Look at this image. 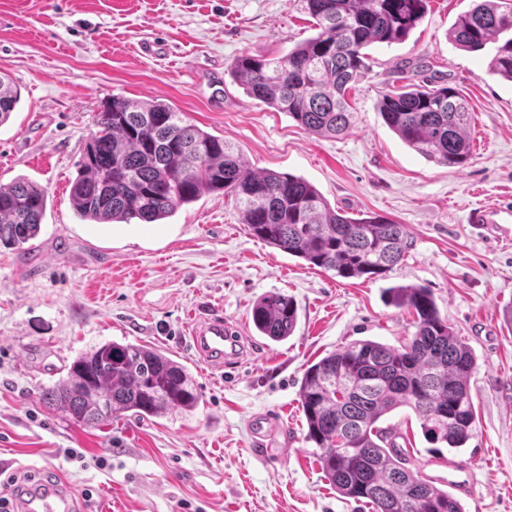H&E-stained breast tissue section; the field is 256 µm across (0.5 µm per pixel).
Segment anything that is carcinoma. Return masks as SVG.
Instances as JSON below:
<instances>
[{"label": "carcinoma", "instance_id": "cac0c4a2", "mask_svg": "<svg viewBox=\"0 0 512 512\" xmlns=\"http://www.w3.org/2000/svg\"><path fill=\"white\" fill-rule=\"evenodd\" d=\"M303 3L316 35L281 57L240 56L231 76L304 131L340 136L352 124L348 94L368 69L363 49L404 40L423 20L427 0ZM510 32L512 0H473L448 37L469 52L496 44L487 71L512 82ZM19 100L20 91L0 78V124ZM377 110L424 158L450 168L471 159V112L455 88L417 85L384 95ZM95 126L70 188L72 207L85 221L156 223L207 190L234 199L250 236L340 278H384L414 247L404 224L376 213L350 217L301 177L254 172L223 138L162 101L114 96ZM46 206L47 190L33 181L0 186V247L25 249L40 232ZM390 292L395 306L414 311L413 335L400 346L355 341L311 364L300 388L306 437L336 492L372 512H464L456 497L408 466L380 421L406 406L427 441L461 447L475 423L474 353L441 317L430 289L401 285ZM252 322L281 342L296 328V305L284 294H267L254 303ZM43 400L76 422L97 425L128 414L148 419L192 410L201 394L187 367L163 351L112 341L76 357Z\"/></svg>", "mask_w": 512, "mask_h": 512}]
</instances>
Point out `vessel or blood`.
<instances>
[{"instance_id": "vessel-or-blood-1", "label": "vessel or blood", "mask_w": 512, "mask_h": 512, "mask_svg": "<svg viewBox=\"0 0 512 512\" xmlns=\"http://www.w3.org/2000/svg\"><path fill=\"white\" fill-rule=\"evenodd\" d=\"M471 223L500 225L512 222V207L477 210ZM192 346L203 361L225 368L236 364L241 340L223 315L210 314L194 321L190 332ZM14 512H81L80 503L64 479L45 478L17 484L13 493Z\"/></svg>"}]
</instances>
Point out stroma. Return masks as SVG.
<instances>
[{"label": "stroma", "mask_w": 512, "mask_h": 512, "mask_svg": "<svg viewBox=\"0 0 512 512\" xmlns=\"http://www.w3.org/2000/svg\"><path fill=\"white\" fill-rule=\"evenodd\" d=\"M471 6L430 0L407 39L369 46V69L350 92L354 123L324 138L250 98L229 73L240 56L279 57L312 37L302 0H0V75L20 91L0 124V185L23 176L48 192L33 251L0 247V495H10V477L47 472L72 485L84 512H371L325 479L299 389L329 352L410 338L415 316L387 289L417 284L473 350L476 424L461 448H438L402 407L387 420L394 441L443 489L449 462L470 466L464 512H512V223L469 221L512 203V83L488 74L489 50L449 41ZM426 78L470 105L463 168L411 150L377 110L384 94ZM115 96L170 104L251 169L302 177L348 216L407 225L415 250L386 278L342 279L251 237L234 200L209 191L154 224L80 219L71 183L96 113ZM274 292L298 310L280 343L258 335L251 317ZM212 311L246 337L230 374L190 348V325ZM112 341L171 354L199 406L98 426L47 408L42 393L72 360ZM257 414L274 419L261 450Z\"/></svg>", "instance_id": "obj_1"}]
</instances>
